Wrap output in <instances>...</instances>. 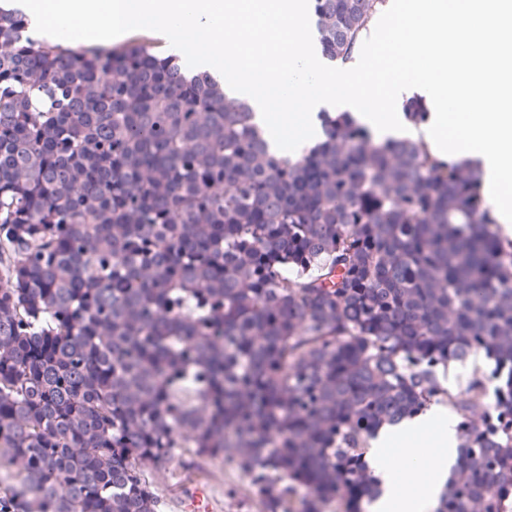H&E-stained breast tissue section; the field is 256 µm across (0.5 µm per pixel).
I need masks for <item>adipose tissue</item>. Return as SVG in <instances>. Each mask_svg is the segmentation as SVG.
Wrapping results in <instances>:
<instances>
[{"label":"adipose tissue","mask_w":512,"mask_h":512,"mask_svg":"<svg viewBox=\"0 0 512 512\" xmlns=\"http://www.w3.org/2000/svg\"><path fill=\"white\" fill-rule=\"evenodd\" d=\"M436 426L437 433L431 439L437 447L436 453H429L427 448L409 449L408 457L411 468L407 479L414 490L403 494L398 483L390 478L387 445L390 440L410 433ZM458 439L452 419L429 414L402 426L381 430L373 442L369 462L383 481L384 492L375 500L372 512H433L439 504L441 489L452 466L456 463Z\"/></svg>","instance_id":"adipose-tissue-1"}]
</instances>
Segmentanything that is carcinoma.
<instances>
[{
	"mask_svg": "<svg viewBox=\"0 0 512 512\" xmlns=\"http://www.w3.org/2000/svg\"><path fill=\"white\" fill-rule=\"evenodd\" d=\"M310 4L347 64L388 2ZM30 28L0 0V512H161L144 466L180 448L262 512H363L371 439L449 359L486 354L512 414V235L479 161L350 112L283 156L213 73ZM481 422L437 512H497L512 440Z\"/></svg>",
	"mask_w": 512,
	"mask_h": 512,
	"instance_id": "1",
	"label": "carcinoma"
}]
</instances>
